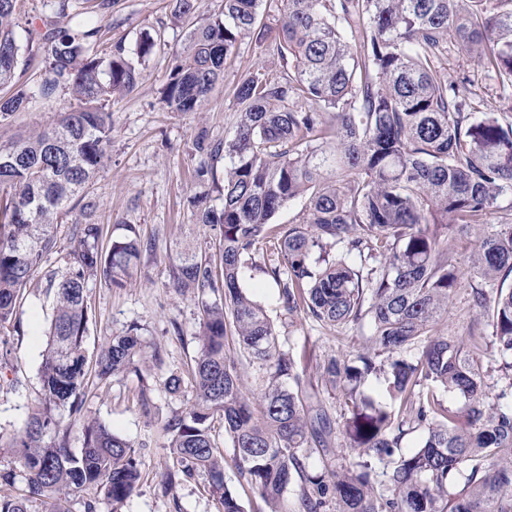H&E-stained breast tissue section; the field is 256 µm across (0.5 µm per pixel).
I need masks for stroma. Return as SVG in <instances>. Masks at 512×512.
Instances as JSON below:
<instances>
[{
    "instance_id": "obj_1",
    "label": "stroma",
    "mask_w": 512,
    "mask_h": 512,
    "mask_svg": "<svg viewBox=\"0 0 512 512\" xmlns=\"http://www.w3.org/2000/svg\"><path fill=\"white\" fill-rule=\"evenodd\" d=\"M55 0H19L16 36L21 46L38 42L42 21L55 17ZM224 0H198L192 18L178 21L172 15L171 0H114L100 20L96 48L108 53L113 42L135 47L143 32L157 34V44L145 63L141 79L124 97L113 100L112 139L108 158L87 187L97 204L96 219L103 226L102 248H109L119 224L136 225L153 248L144 253L133 277L124 287L107 286L97 280L87 284L90 307L86 348L97 355L109 338L136 329L146 344L139 372L96 382L89 386L83 412L99 419L133 445L143 472L136 493L120 508L102 502L98 512H218L207 476L165 484L168 450L162 432L164 422L186 411L195 400V390L186 376L197 351L198 307L193 295L173 288L170 268L180 249H207L209 239L195 224L194 202L207 199L213 206L221 201L214 182H198L195 169L199 157L192 142L199 129L221 140L231 136L239 118L235 99L238 81L261 70L279 71L277 57L265 44L248 38L228 59L223 83L205 99L200 111L170 112L162 103V90L174 59L188 43L190 31L221 14ZM42 58L21 67L16 75L35 97L28 111L0 123V140L43 129L58 113L70 110L76 101L69 89H59L48 100L36 92L42 79ZM445 76L468 79L480 100L489 101L496 86L476 63L450 47L443 63ZM269 254L258 248L245 270L244 292L260 303L275 326L279 341L289 348L298 368L319 386L332 418L344 411L341 398L323 385L321 366L334 356L356 348L360 336L352 329H337L304 315L288 317L278 302V287L264 272ZM55 291L43 275H36L18 311L19 325L6 341L12 350L10 362L0 367V436L20 430L36 405L41 390L40 367L53 315ZM183 376L178 392H169L171 375ZM148 384L154 403L151 414L140 410L136 394Z\"/></svg>"
}]
</instances>
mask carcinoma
<instances>
[{
  "label": "carcinoma",
  "instance_id": "carcinoma-1",
  "mask_svg": "<svg viewBox=\"0 0 512 512\" xmlns=\"http://www.w3.org/2000/svg\"><path fill=\"white\" fill-rule=\"evenodd\" d=\"M264 0H224L222 17L190 32L175 58L161 102L196 112L224 78L241 41L257 34L282 63L236 88L239 120L231 138L200 130L195 177L214 178L222 155V206L194 201L196 224L218 248L220 264L179 252L173 285L197 296L198 348L191 364L195 403L163 426L172 485L203 474L221 512H245L224 484L215 424L235 451L238 473L280 512L294 477L305 512H512V219L491 216L512 195V0H279L276 27ZM17 0H0V123L29 109L33 95L15 81L21 61ZM56 0L65 27L41 35L45 78L40 96L60 88L77 104L51 127L0 142V332L16 317L21 290L57 248L61 216L80 204L65 271L49 274L55 314L41 367V396L7 446L0 480L21 479L25 493L0 496V512H67L60 495L79 494L84 512L99 497L118 506L139 487L137 452L105 424L87 420L91 378L107 380L135 365L144 344L114 336L97 358L85 348L91 278L121 288L151 244L133 224L99 248L96 204L86 195L112 138V99L130 93L156 46L142 34L134 49L117 42L94 51L99 26ZM456 43L495 79L499 94L484 112L465 82L445 80L442 59ZM308 197L298 224L271 223L291 201ZM472 247L442 248V234L468 235ZM266 267L290 317L305 314L336 328L361 330V346L323 366L347 412L340 421L347 462L322 463L333 422L320 392L281 348L263 307L241 281L261 243ZM469 273L472 303L465 336L437 329ZM262 371L258 404L243 395L228 336ZM499 356L509 382L492 394L483 350ZM383 379L393 410L361 394ZM455 398L448 405L435 390ZM81 423L82 447L68 445L64 420ZM423 429L421 446L398 452L406 427ZM383 469H378V465Z\"/></svg>",
  "mask_w": 512,
  "mask_h": 512
}]
</instances>
